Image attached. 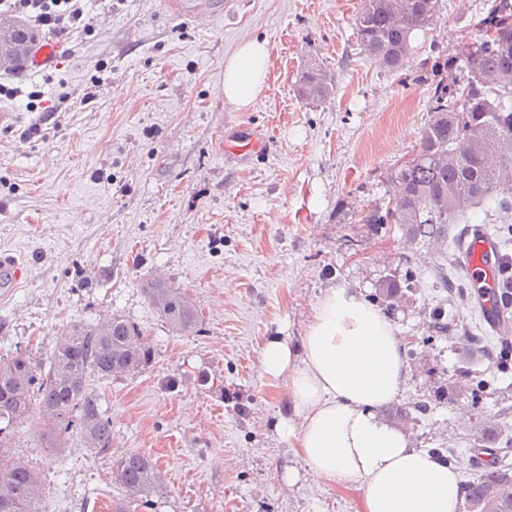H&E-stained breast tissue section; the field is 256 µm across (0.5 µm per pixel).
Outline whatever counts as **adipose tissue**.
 <instances>
[{
	"instance_id": "obj_1",
	"label": "adipose tissue",
	"mask_w": 512,
	"mask_h": 512,
	"mask_svg": "<svg viewBox=\"0 0 512 512\" xmlns=\"http://www.w3.org/2000/svg\"><path fill=\"white\" fill-rule=\"evenodd\" d=\"M269 67L267 41L239 42L224 60L225 103L250 109L269 87ZM260 359L285 384L277 432L306 480L356 491V512H458L465 476L380 415L404 392L409 369L393 321L361 290L326 289L298 343L268 337Z\"/></svg>"
}]
</instances>
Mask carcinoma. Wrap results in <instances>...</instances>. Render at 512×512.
Returning a JSON list of instances; mask_svg holds the SVG:
<instances>
[{
    "instance_id": "1",
    "label": "carcinoma",
    "mask_w": 512,
    "mask_h": 512,
    "mask_svg": "<svg viewBox=\"0 0 512 512\" xmlns=\"http://www.w3.org/2000/svg\"><path fill=\"white\" fill-rule=\"evenodd\" d=\"M438 0H363L356 18V35L364 56L389 71L400 68L410 49L413 30L433 23ZM478 38L464 61V82L436 89L431 117L422 130L417 154L391 172L398 195L384 207L363 216L365 224H397L411 241L440 247L452 224H470L478 209L500 216L493 235L503 247L512 244V0H491L487 15L477 23ZM299 97L322 102L333 94L331 78L316 64L308 65L298 81ZM501 277V307L497 330L504 336L503 354L512 334V288ZM146 295L169 331L198 332L196 302L165 279L144 284ZM460 323L467 341L480 338L460 313L431 316V331L448 334V320ZM153 349L138 327L120 314L104 325L76 324L61 337L48 363L19 352L0 358V512H42L40 476L10 456L11 433L26 419L32 402L57 419L59 435L76 429L87 448L98 454L112 448V428L100 399L88 387L95 374L108 379L146 369ZM429 405L397 406L389 417L405 423L425 414ZM112 481L127 498L115 512H137L152 505L160 476L153 459L130 452L112 461ZM512 463L495 454L483 473L464 487L462 512H512Z\"/></svg>"
}]
</instances>
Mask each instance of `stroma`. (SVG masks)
Segmentation results:
<instances>
[{
    "label": "stroma",
    "instance_id": "35a3bbf8",
    "mask_svg": "<svg viewBox=\"0 0 512 512\" xmlns=\"http://www.w3.org/2000/svg\"><path fill=\"white\" fill-rule=\"evenodd\" d=\"M362 0H199L197 18L173 0H112L92 26L61 44L50 68L27 69L21 97L0 102V254L25 278L0 288V357L48 359L62 333L112 314L140 328L154 350L145 370L91 377L112 422L109 453L70 432L46 446L55 422L32 405L11 441L39 473L43 512H112L123 498L114 458L149 455L165 478L151 512H356V493L283 480L300 462L275 429L282 384L265 375L259 347L300 336L333 286L373 296L382 280L403 285L382 302L409 351L402 405L429 410L404 429L417 448H451L475 479L472 455L512 440V372L501 346L467 354L459 338L432 340L436 309L451 310L435 271L456 251L409 243L398 225L365 224L368 208L395 194L391 170L419 149L436 86L461 83L487 0H438L416 29L409 64L384 70L362 53ZM267 39L269 87L253 108L225 104L224 59L247 38ZM331 74L334 95H297L308 63ZM58 109L47 139H25L40 119L26 95ZM268 136L265 152L224 159L225 139ZM195 300L199 334L169 332L143 291L157 270ZM490 383L472 399L469 375Z\"/></svg>",
    "mask_w": 512,
    "mask_h": 512
}]
</instances>
